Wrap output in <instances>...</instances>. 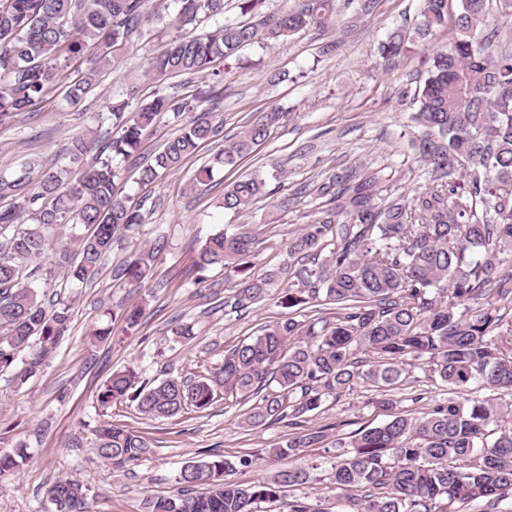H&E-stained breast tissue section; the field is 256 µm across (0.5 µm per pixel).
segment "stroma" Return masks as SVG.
<instances>
[{
    "label": "stroma",
    "instance_id": "stroma-1",
    "mask_svg": "<svg viewBox=\"0 0 512 512\" xmlns=\"http://www.w3.org/2000/svg\"><path fill=\"white\" fill-rule=\"evenodd\" d=\"M418 7L419 0H377L373 12L358 19L353 0H337L336 15L325 27L244 48L224 78L222 96L201 104L219 123L220 135L202 142L178 171L151 185L139 186L138 173L124 168L117 187L143 200L145 224L121 232L104 268L78 288L61 283L47 287V294L74 298L67 336L25 384L0 375V447L20 445L27 454L0 488V512H43L45 488L60 477L87 488L90 512H142L144 498L174 494V477L184 465L215 453L232 460L252 458L250 467L229 473L235 483L269 482L287 469V459L270 457L267 451L286 439L292 426L284 421L246 426L249 403L222 399L200 412L150 420L128 401L101 408L97 395L120 369L134 370L153 384L200 374L202 368L221 364L225 354L265 325L287 318L288 308L273 295L241 311L224 308L234 294V278L223 268L203 271L196 263L209 236L250 230L255 237L250 274L259 277L286 264L289 239L315 217V204L306 197L288 210L276 208L301 185L365 165L398 170L399 184L406 189L421 186L416 175L420 164L408 148L413 133L409 116L417 109L414 95L426 76L433 44L425 42L392 61L378 52L387 31L412 24ZM146 10L154 22L141 26L121 59L101 68L95 88L79 105H67L68 85L63 82L33 111L0 125V170L63 156L71 138L96 128L109 100L125 98L131 86H138L141 97L153 94L154 85L143 72L178 30L170 23L176 12L173 0H148ZM264 112L281 115L269 138L237 167L219 172L209 185L190 189L195 171ZM256 170L270 176L266 195L249 213L224 212L218 201L225 185ZM159 236L167 246L148 279L136 284L113 277V268ZM136 307L143 314L131 327L123 314ZM185 323L192 325L194 339L172 343L173 330ZM106 327L110 336L98 339ZM423 369L422 360H415L405 385L409 391L417 386L425 390L420 403L404 400L389 408L378 388L361 383L305 414L306 426L328 434L324 448L306 449L305 459L317 460L337 440L383 423L392 410L416 416L427 411L443 390L424 378ZM103 420L140 432L152 454L132 470H112L92 448L93 431Z\"/></svg>",
    "mask_w": 512,
    "mask_h": 512
}]
</instances>
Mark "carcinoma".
<instances>
[{"instance_id":"1","label":"carcinoma","mask_w":512,"mask_h":512,"mask_svg":"<svg viewBox=\"0 0 512 512\" xmlns=\"http://www.w3.org/2000/svg\"><path fill=\"white\" fill-rule=\"evenodd\" d=\"M146 2L0 0V123L42 103L89 50H96L100 66L114 61L148 19ZM174 2V26L212 20L214 27L173 40L149 60L144 75L159 86L174 74H198L209 80L210 98L221 94L224 81V73L211 69L215 60L323 27L336 9L335 0H301L254 25L224 20V0ZM448 2L420 0L413 25L391 28L379 47L381 57L396 58L451 30L449 42L433 52L411 117L419 134L410 148L428 184L412 196L396 193L393 176L364 167L279 203L286 209L304 196L318 201L317 218L288 241L296 265L281 303L302 307L323 296L336 304L335 316L278 321L194 378L152 385L130 370L114 372L99 391L101 406L129 400L148 419H172L208 409L222 390L241 399L260 396L246 418L257 427L299 419L361 381L394 392L409 375V359L424 357L425 375L446 388L447 399L420 417L397 412L336 443L345 452L331 464L332 485L349 504L347 512H458L457 504L486 499L493 506L512 496V404L459 396L472 385L512 390V319L499 307L512 304V272H499L512 259V49L501 43L512 24V0H457L451 21ZM96 76L90 70L73 81L67 103L78 105ZM195 109L197 99L178 101L159 89L148 101L131 95L108 107L105 119L115 131L109 154L88 131L73 137L60 161L0 171V197L14 198L12 207L0 209V372L11 370L26 382L69 330L71 301L45 303L35 279L84 282L108 259L120 230L145 222L143 204L116 191L121 164L139 166L141 183L152 184L178 170L200 142L220 134L203 117L186 119ZM162 113L171 114L177 134L143 163L142 139ZM278 120L279 113L267 112L242 126L197 171L193 185L235 166ZM266 185L260 171L228 184L224 210L249 212ZM80 226L86 232H77ZM165 244L157 237L119 265L117 277L143 282ZM254 245L248 231H221L199 251L200 270L220 265L240 275L236 309L265 299L282 277L281 269L261 278L247 274ZM26 349L28 359L18 361ZM363 351L369 358L359 357ZM326 439L322 428H304L269 453L292 458L324 447ZM94 448L115 471L153 452L141 433L110 421L95 430ZM23 459L21 447L0 448V487ZM252 463L215 454L190 464L175 477L177 493L145 498L144 512H255V504L277 497L280 488L310 486L318 469L292 466L279 472L275 485L226 480L228 472ZM45 497L47 512H89L77 481L58 478Z\"/></svg>"}]
</instances>
